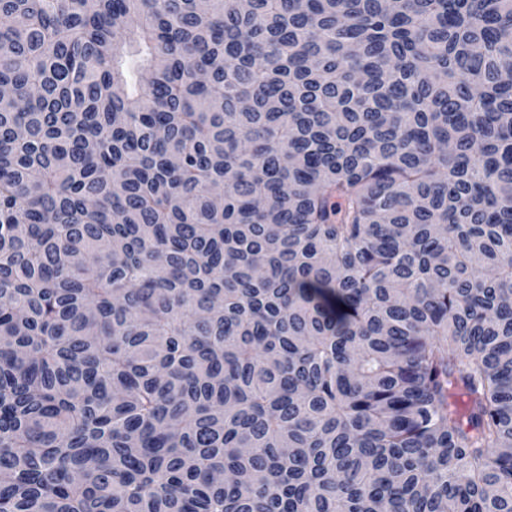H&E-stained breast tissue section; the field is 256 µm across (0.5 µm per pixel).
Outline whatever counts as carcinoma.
I'll return each instance as SVG.
<instances>
[{
    "mask_svg": "<svg viewBox=\"0 0 512 512\" xmlns=\"http://www.w3.org/2000/svg\"><path fill=\"white\" fill-rule=\"evenodd\" d=\"M512 0H0V512H512Z\"/></svg>",
    "mask_w": 512,
    "mask_h": 512,
    "instance_id": "obj_1",
    "label": "carcinoma"
}]
</instances>
